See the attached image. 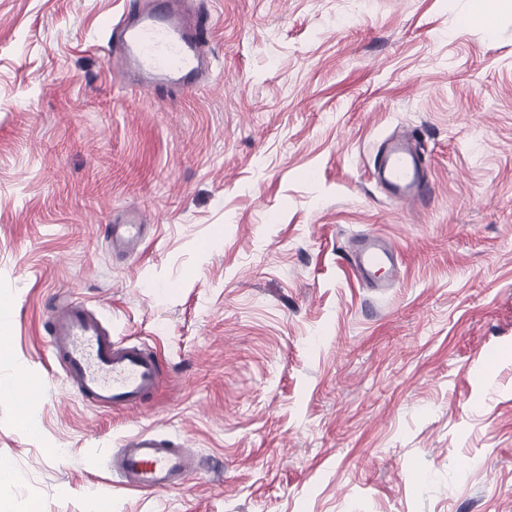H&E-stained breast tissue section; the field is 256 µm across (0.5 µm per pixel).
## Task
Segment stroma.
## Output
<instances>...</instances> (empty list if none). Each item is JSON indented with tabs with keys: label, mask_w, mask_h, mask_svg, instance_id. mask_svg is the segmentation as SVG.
Listing matches in <instances>:
<instances>
[{
	"label": "stroma",
	"mask_w": 512,
	"mask_h": 512,
	"mask_svg": "<svg viewBox=\"0 0 512 512\" xmlns=\"http://www.w3.org/2000/svg\"><path fill=\"white\" fill-rule=\"evenodd\" d=\"M200 2L214 76L181 94L113 83L126 0H0V381L33 395L0 397V512H512V0L489 26L477 0ZM401 133L433 183L414 212L372 177ZM360 234L401 250L384 293ZM73 300L157 351L149 405L90 406L52 362ZM141 429L198 473L122 487ZM142 216L135 213L121 224H111L109 241L113 253H128L138 248L142 241L141 231L144 229ZM346 260L353 270L373 291H384L390 288L389 281L395 279L399 273L401 264L398 246L390 239L373 235L358 237L352 244L350 253L346 254ZM386 266L388 277L380 279L376 277L377 268Z\"/></svg>",
	"instance_id": "obj_1"
}]
</instances>
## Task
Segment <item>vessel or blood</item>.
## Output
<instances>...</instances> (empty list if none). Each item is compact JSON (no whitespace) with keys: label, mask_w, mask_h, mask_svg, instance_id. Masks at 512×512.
<instances>
[{"label":"vessel or blood","mask_w":512,"mask_h":512,"mask_svg":"<svg viewBox=\"0 0 512 512\" xmlns=\"http://www.w3.org/2000/svg\"><path fill=\"white\" fill-rule=\"evenodd\" d=\"M213 17L193 0H134L110 23L107 64L114 79L132 90L190 92L210 76L207 53ZM375 172L400 208L424 205L432 194L413 135L387 141ZM143 218L132 214L110 227L113 252L136 250ZM365 285L379 292L399 273L400 252L389 239L358 237L346 255ZM50 347L82 397L99 408L142 405L160 390V360L141 343H118L83 303L54 308L46 321ZM109 465L125 486L145 491L175 488L198 470L183 443L145 430L124 438Z\"/></svg>","instance_id":"vessel-or-blood-1"}]
</instances>
